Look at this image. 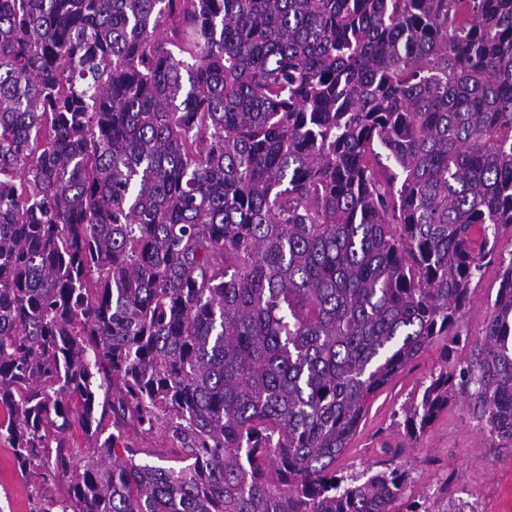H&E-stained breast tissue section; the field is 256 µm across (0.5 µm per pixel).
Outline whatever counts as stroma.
Returning a JSON list of instances; mask_svg holds the SVG:
<instances>
[{"instance_id": "stroma-1", "label": "stroma", "mask_w": 512, "mask_h": 512, "mask_svg": "<svg viewBox=\"0 0 512 512\" xmlns=\"http://www.w3.org/2000/svg\"><path fill=\"white\" fill-rule=\"evenodd\" d=\"M498 289L496 267H488L460 319L462 332L478 336ZM442 363L435 344L402 369L372 401L348 448L337 459V474L358 475L392 460L407 471L412 500L432 505L441 499L450 512H512V447L494 448L468 403L451 404L417 440L409 441L395 420L422 382ZM141 463L166 465L180 448L164 428L144 434L129 429ZM41 485L22 478L6 440L0 439V512H35Z\"/></svg>"}]
</instances>
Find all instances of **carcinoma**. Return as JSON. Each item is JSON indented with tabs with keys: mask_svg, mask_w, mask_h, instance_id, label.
Here are the masks:
<instances>
[{
	"mask_svg": "<svg viewBox=\"0 0 512 512\" xmlns=\"http://www.w3.org/2000/svg\"><path fill=\"white\" fill-rule=\"evenodd\" d=\"M505 228L512 0H0V436L97 448L35 512H419L332 465L439 341L398 425L512 447ZM161 420L180 464L126 442ZM498 272L496 267L489 266L479 287L466 304L460 319L463 334L478 337L485 319L490 313L491 301L494 300L498 289ZM95 438L88 434L82 433L80 430L66 443V448L70 451L72 457H76L78 466L83 460H87L92 456L96 448L91 446L94 444Z\"/></svg>",
	"mask_w": 512,
	"mask_h": 512,
	"instance_id": "obj_1",
	"label": "carcinoma"
}]
</instances>
